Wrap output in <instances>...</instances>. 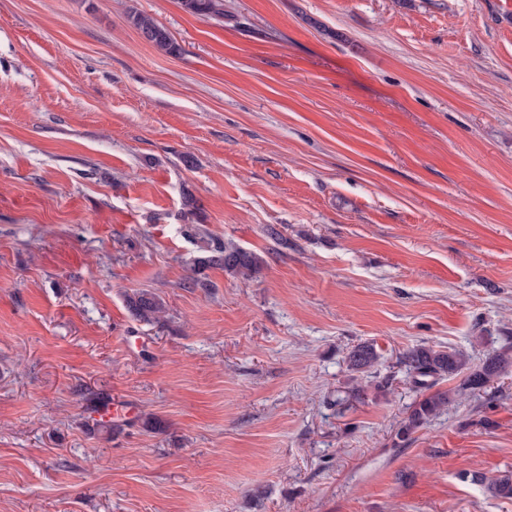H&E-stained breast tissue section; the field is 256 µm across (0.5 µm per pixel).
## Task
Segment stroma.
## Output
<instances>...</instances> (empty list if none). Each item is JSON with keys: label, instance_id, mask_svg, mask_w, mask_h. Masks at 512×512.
I'll list each match as a JSON object with an SVG mask.
<instances>
[{"label": "stroma", "instance_id": "1", "mask_svg": "<svg viewBox=\"0 0 512 512\" xmlns=\"http://www.w3.org/2000/svg\"><path fill=\"white\" fill-rule=\"evenodd\" d=\"M509 337L512 0H0V512H512V367L399 436ZM180 3L190 13L208 16L217 20L224 19L223 0H180ZM128 18L137 31L156 48L167 53H175L179 50L169 32L157 24L152 17L132 11ZM262 263V258L255 253L226 243H217L212 249L211 256L199 260L200 265L221 267L225 272L243 278H250L256 274ZM130 313L137 319L159 324L164 321L165 307L161 299L152 292L140 291L127 299ZM379 354L373 342L365 341L354 346L346 357L347 367L355 373L372 374L378 363ZM510 347L487 354L477 365H472L470 356L460 349H436L434 346L417 345L402 353L400 364L404 367L406 377L422 398L416 402L407 420L399 430V436L408 440L410 435L427 419L439 414L450 401V393L431 389L438 379L460 378L456 387L458 393H484L489 383L504 372L512 363L509 357Z\"/></svg>", "mask_w": 512, "mask_h": 512}]
</instances>
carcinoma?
<instances>
[{"label": "carcinoma", "mask_w": 512, "mask_h": 512, "mask_svg": "<svg viewBox=\"0 0 512 512\" xmlns=\"http://www.w3.org/2000/svg\"><path fill=\"white\" fill-rule=\"evenodd\" d=\"M182 7L193 14L208 16L217 20L224 18V0H180ZM129 20L139 33L156 48L167 53H175L178 46L169 32L156 21L141 12L132 11ZM263 263L258 255L245 251L235 245L218 243L212 249V255L198 260L203 266H217L225 272L243 278L256 274ZM130 313L137 319L159 324L164 321L165 307L161 299L149 291H140L127 299ZM512 348L506 346L498 352L485 356L474 365L470 356L460 350L450 348L437 349L433 346L417 345L402 353L400 364L406 377L422 398L416 402L407 420L399 430V436L407 440L410 435L427 419L439 414L450 401L447 391H431L438 379H460L456 391L459 393L480 394L485 392L489 383L500 376L509 365ZM379 354L374 343L365 341L354 346L346 357L347 367L355 373H372L378 363ZM476 482H488L489 491L496 497L512 499V473L504 472L488 481L482 475L473 476Z\"/></svg>", "instance_id": "obj_1"}]
</instances>
